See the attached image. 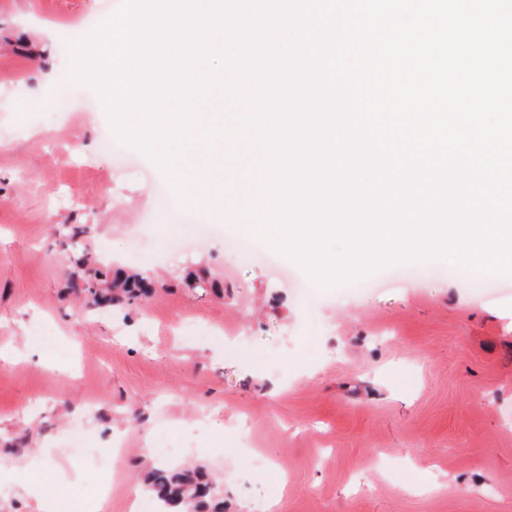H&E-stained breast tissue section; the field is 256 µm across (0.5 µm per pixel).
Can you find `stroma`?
<instances>
[{
    "instance_id": "35a3bbf8",
    "label": "stroma",
    "mask_w": 512,
    "mask_h": 512,
    "mask_svg": "<svg viewBox=\"0 0 512 512\" xmlns=\"http://www.w3.org/2000/svg\"><path fill=\"white\" fill-rule=\"evenodd\" d=\"M106 2L0 0V512H40L18 485L51 461L80 476L63 512H128L158 460L204 467L224 512H512V275L430 258L350 293L262 243L243 260L223 216L189 221L159 166L105 148L64 36ZM76 225L151 297L90 309Z\"/></svg>"
}]
</instances>
